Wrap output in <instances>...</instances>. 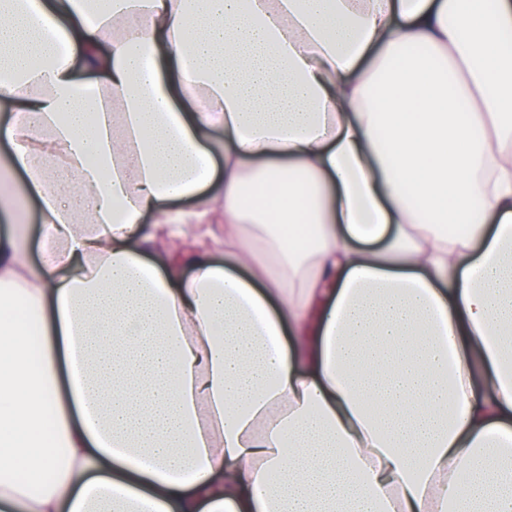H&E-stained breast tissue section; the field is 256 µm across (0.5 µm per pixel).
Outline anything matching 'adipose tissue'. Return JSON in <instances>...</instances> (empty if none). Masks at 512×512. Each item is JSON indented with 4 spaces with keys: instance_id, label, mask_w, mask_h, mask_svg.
Wrapping results in <instances>:
<instances>
[{
    "instance_id": "adipose-tissue-1",
    "label": "adipose tissue",
    "mask_w": 512,
    "mask_h": 512,
    "mask_svg": "<svg viewBox=\"0 0 512 512\" xmlns=\"http://www.w3.org/2000/svg\"><path fill=\"white\" fill-rule=\"evenodd\" d=\"M510 62L512 0H0V512H512ZM1 131H0V190H1V174L9 188L19 190L26 186V182L22 173L12 171L8 167V159L10 156V145L5 134L3 127L5 125L4 119L1 117ZM24 224L27 230L32 255L36 258L42 236V224H40L39 221L38 200L32 192H29L26 197Z\"/></svg>"
}]
</instances>
